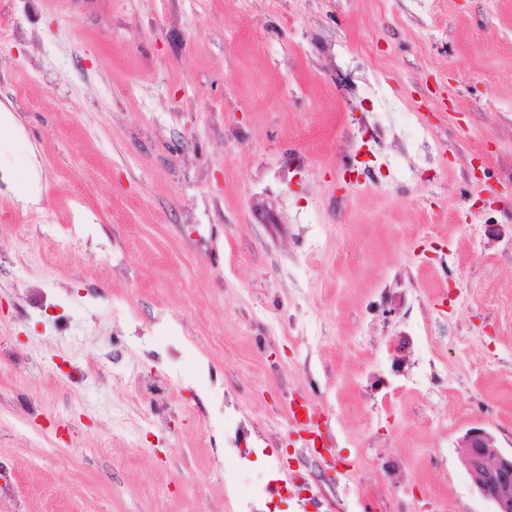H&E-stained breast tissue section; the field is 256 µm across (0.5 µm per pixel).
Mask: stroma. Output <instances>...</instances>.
Masks as SVG:
<instances>
[{"instance_id": "1", "label": "stroma", "mask_w": 512, "mask_h": 512, "mask_svg": "<svg viewBox=\"0 0 512 512\" xmlns=\"http://www.w3.org/2000/svg\"><path fill=\"white\" fill-rule=\"evenodd\" d=\"M0 12V512H234L225 413L282 461L297 402L345 512H494L512 0ZM462 463L478 492L496 505L495 512H512V454L503 455L485 430L465 434Z\"/></svg>"}]
</instances>
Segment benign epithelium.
Returning <instances> with one entry per match:
<instances>
[{"mask_svg":"<svg viewBox=\"0 0 512 512\" xmlns=\"http://www.w3.org/2000/svg\"><path fill=\"white\" fill-rule=\"evenodd\" d=\"M462 463L478 492L496 505V512H512V455L502 454L485 430L465 434Z\"/></svg>","mask_w":512,"mask_h":512,"instance_id":"7a95c632","label":"benign epithelium"}]
</instances>
